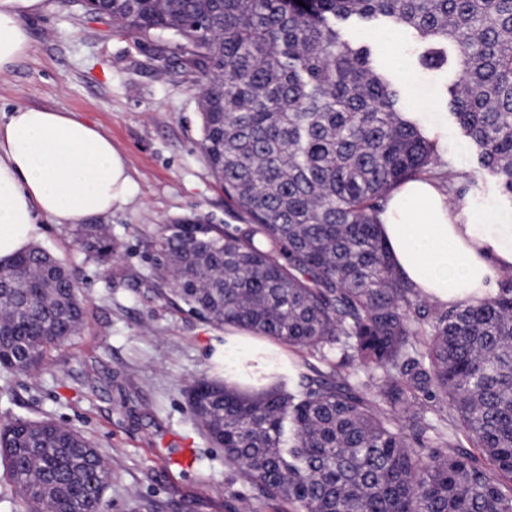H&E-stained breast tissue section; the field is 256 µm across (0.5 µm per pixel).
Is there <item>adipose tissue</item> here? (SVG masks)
<instances>
[{
	"mask_svg": "<svg viewBox=\"0 0 512 512\" xmlns=\"http://www.w3.org/2000/svg\"><path fill=\"white\" fill-rule=\"evenodd\" d=\"M45 0H0V73L30 49L27 17ZM132 180L111 138L68 112L20 105L0 121V262L28 249L39 220L68 227L125 205ZM381 234L398 272L430 301L452 306L482 300L512 267V225L451 204L438 182L411 180L380 214ZM228 381L263 369L269 345L252 333L224 329Z\"/></svg>",
	"mask_w": 512,
	"mask_h": 512,
	"instance_id": "1",
	"label": "adipose tissue"
}]
</instances>
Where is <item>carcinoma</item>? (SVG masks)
<instances>
[{
	"instance_id": "cac0c4a2",
	"label": "carcinoma",
	"mask_w": 512,
	"mask_h": 512,
	"mask_svg": "<svg viewBox=\"0 0 512 512\" xmlns=\"http://www.w3.org/2000/svg\"><path fill=\"white\" fill-rule=\"evenodd\" d=\"M303 5H298V2ZM196 87L200 146L245 220H183L149 240L180 307L305 351L268 388L187 390L190 413L258 494L295 512H512V267L440 310L392 264L381 202L456 175L403 107L407 89L336 23L385 21L453 51L449 114L512 203V0H87ZM112 262L101 224L72 227ZM0 371L32 374L77 336L75 272L40 246L0 264ZM412 429L407 437L401 427ZM478 449V453L471 449ZM19 512H110L112 470L78 429L0 422Z\"/></svg>"
}]
</instances>
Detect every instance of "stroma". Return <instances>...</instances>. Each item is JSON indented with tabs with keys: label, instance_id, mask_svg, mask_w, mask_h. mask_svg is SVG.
I'll return each mask as SVG.
<instances>
[{
	"label": "stroma",
	"instance_id": "obj_1",
	"mask_svg": "<svg viewBox=\"0 0 512 512\" xmlns=\"http://www.w3.org/2000/svg\"><path fill=\"white\" fill-rule=\"evenodd\" d=\"M26 25L28 54L0 73V115L19 105L74 113L111 136L134 185L127 204L98 218L112 234L111 269L87 260L70 231L42 226L37 244L77 273L85 324L41 373L0 372V421L48 415L81 429L112 470V512H289L244 482L189 412L187 386L224 370L223 328L179 311L149 280L148 240L162 225L239 222L201 153L195 89L157 69L154 46L73 0H45ZM426 49L407 35L398 45L414 75L410 105L442 158L473 173L443 104L448 71L423 67ZM466 203L512 224V203L489 178L476 176Z\"/></svg>",
	"mask_w": 512,
	"mask_h": 512
}]
</instances>
